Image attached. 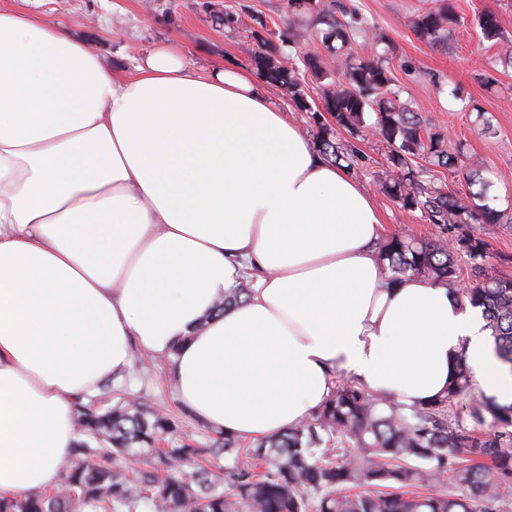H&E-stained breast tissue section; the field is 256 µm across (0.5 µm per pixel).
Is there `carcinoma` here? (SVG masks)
<instances>
[{
    "instance_id": "1",
    "label": "carcinoma",
    "mask_w": 512,
    "mask_h": 512,
    "mask_svg": "<svg viewBox=\"0 0 512 512\" xmlns=\"http://www.w3.org/2000/svg\"><path fill=\"white\" fill-rule=\"evenodd\" d=\"M289 11L305 18L304 27L322 30L329 64L301 51V34H274L262 18L252 30L257 50L251 61L266 82L303 112L324 106L336 127L368 130L391 147V177L384 194L430 224H500L504 213L469 205L458 191L434 185L432 168L458 172L460 150L448 149L441 132L427 128L413 104L400 99L394 76L381 58H358L350 42L366 34L368 23L357 8L336 15L335 0H288ZM458 24L452 0L419 12L416 37L436 45ZM477 25L487 40L501 38L496 16L484 12ZM277 40H271L272 36ZM340 45H334V42ZM288 57L283 65L280 57ZM319 83L320 102H309L305 75ZM320 151L340 166L354 165L357 152L320 127ZM428 166L419 167L417 159ZM484 257L478 238L451 246L391 234L380 248L389 279L408 274L442 281L462 302L481 308L495 353L512 371V279L487 278L462 287L458 255ZM472 387V374L458 363L445 393L409 410L344 380L300 424L248 448L217 434L206 447L170 437L177 424L144 399H132L109 381L108 398L79 404L81 436L62 483L55 489L0 500V512H512V403L490 399L491 431L471 436L451 416L454 402ZM231 461L220 463V458ZM448 492H428L444 473Z\"/></svg>"
}]
</instances>
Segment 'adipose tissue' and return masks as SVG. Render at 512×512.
Here are the masks:
<instances>
[{
    "label": "adipose tissue",
    "instance_id": "obj_1",
    "mask_svg": "<svg viewBox=\"0 0 512 512\" xmlns=\"http://www.w3.org/2000/svg\"><path fill=\"white\" fill-rule=\"evenodd\" d=\"M383 232L254 73L171 45L118 76L0 7V498L60 483L78 402L138 353L170 358L181 404L243 441L312 415L336 371L418 407L462 359L512 402L480 309L390 282Z\"/></svg>",
    "mask_w": 512,
    "mask_h": 512
}]
</instances>
